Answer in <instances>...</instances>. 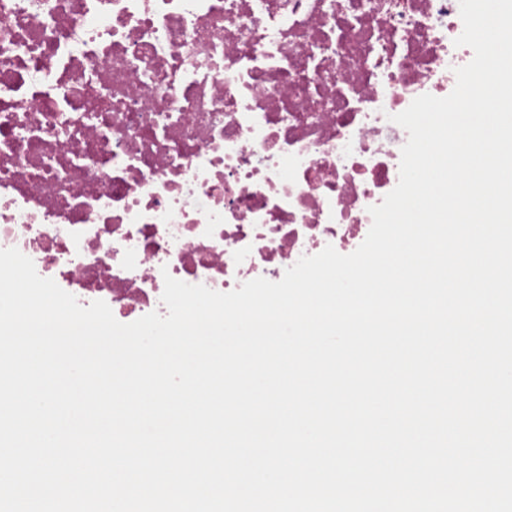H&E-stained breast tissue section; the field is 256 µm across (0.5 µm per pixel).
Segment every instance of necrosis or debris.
Here are the masks:
<instances>
[{"label":"necrosis or debris","mask_w":512,"mask_h":512,"mask_svg":"<svg viewBox=\"0 0 512 512\" xmlns=\"http://www.w3.org/2000/svg\"><path fill=\"white\" fill-rule=\"evenodd\" d=\"M459 0H0V248L130 323L355 251Z\"/></svg>","instance_id":"4bbe7bcc"}]
</instances>
